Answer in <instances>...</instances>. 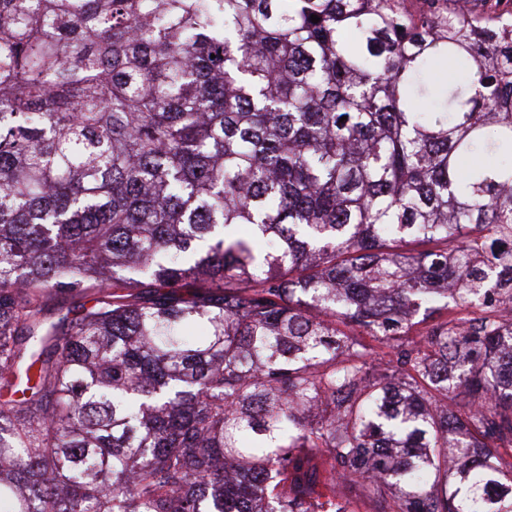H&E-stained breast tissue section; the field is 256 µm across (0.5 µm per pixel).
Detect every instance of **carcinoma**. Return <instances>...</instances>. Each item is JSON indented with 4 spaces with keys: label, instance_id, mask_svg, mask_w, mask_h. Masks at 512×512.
<instances>
[{
    "label": "carcinoma",
    "instance_id": "obj_1",
    "mask_svg": "<svg viewBox=\"0 0 512 512\" xmlns=\"http://www.w3.org/2000/svg\"><path fill=\"white\" fill-rule=\"evenodd\" d=\"M422 2L0 0V512H512V10Z\"/></svg>",
    "mask_w": 512,
    "mask_h": 512
}]
</instances>
